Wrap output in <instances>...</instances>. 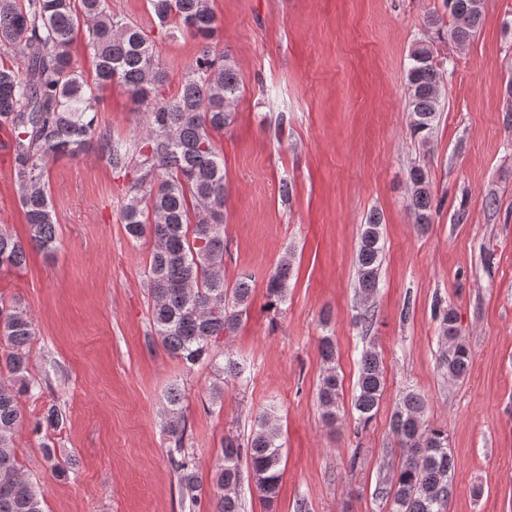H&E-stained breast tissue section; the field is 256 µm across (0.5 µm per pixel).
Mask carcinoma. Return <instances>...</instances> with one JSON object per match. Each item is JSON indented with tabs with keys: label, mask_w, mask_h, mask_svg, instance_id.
Masks as SVG:
<instances>
[{
	"label": "carcinoma",
	"mask_w": 512,
	"mask_h": 512,
	"mask_svg": "<svg viewBox=\"0 0 512 512\" xmlns=\"http://www.w3.org/2000/svg\"><path fill=\"white\" fill-rule=\"evenodd\" d=\"M474 0H442L443 13L426 17L428 38L415 42L406 68V102L411 132L424 140L432 134L442 111L441 80L448 61L438 57L432 40L445 37L462 45L473 37L484 10ZM152 12L168 36L189 35L208 40L216 31L212 0H149ZM86 27L85 49L94 65V84L75 66L72 46L76 32ZM165 75L158 66L154 41L143 29L117 18L108 0H0V125L12 132V153L19 201L28 225L27 241L0 230V268L21 269L28 249L49 251L57 242L47 166L57 157L78 158L96 147L113 171L132 175L121 206V221L134 239L150 235L153 249L145 268L152 298L151 322L165 351L186 371L206 363L220 379L238 378L239 363L215 353L224 336L233 333L246 314L251 277L233 285L224 280V149L221 137L235 118L241 89L235 61L204 45L179 90L165 95ZM117 83L136 103L148 106L145 127L131 141L112 136L99 124L93 86ZM413 186L408 204L413 223H431L428 173L410 171ZM381 216L371 214L361 225L357 249V283L362 298L374 294L382 264ZM293 255H284L266 284L270 305L286 301ZM440 332L448 342L443 367L448 377H464L472 353L459 339L457 315L439 311ZM34 324L16 305L0 307V512H44V489L31 482L18 463L15 438L25 425L20 400L36 389L29 378ZM324 365L318 386L322 420L336 425L341 383L336 373L333 337L320 342ZM385 389L378 352L360 358L354 395L359 423L377 412ZM184 392L167 394L166 430L173 450L169 461L177 476L181 500L197 505L204 493L213 512H242L241 465H247L260 496L273 507L283 477V444L277 420L263 413L247 441L224 439V448L210 483L194 458L184 450ZM425 401L404 395L391 419L405 458L379 495L391 512H448L453 495L454 459L445 431L424 422ZM59 406L47 407L33 423L53 429L62 425ZM51 472L66 478L69 463L57 449L43 444Z\"/></svg>",
	"instance_id": "1"
}]
</instances>
